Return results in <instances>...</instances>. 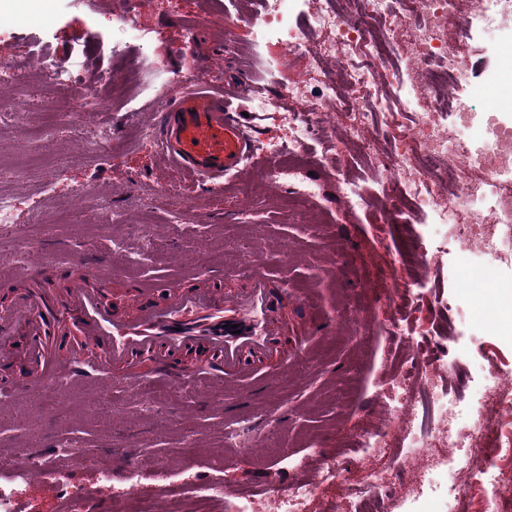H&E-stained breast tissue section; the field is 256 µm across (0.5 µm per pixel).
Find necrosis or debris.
I'll return each mask as SVG.
<instances>
[{
  "label": "necrosis or debris",
  "mask_w": 512,
  "mask_h": 512,
  "mask_svg": "<svg viewBox=\"0 0 512 512\" xmlns=\"http://www.w3.org/2000/svg\"><path fill=\"white\" fill-rule=\"evenodd\" d=\"M286 0H262L252 22L256 46L274 42L280 54L269 69L281 72L302 54L336 59L338 75L316 82L298 80L283 94L263 95L269 110L279 109L282 97L297 107L288 114L294 147L261 142L260 156L298 158L304 144L329 136L342 126L348 139L372 155L377 136L398 126L401 114L415 111L407 126L410 147L390 153L377 167L380 207L386 213L407 212L415 223L441 228L429 248L447 251L448 264L461 280V294L472 298L495 280L502 266L512 265V127L498 122V102L474 106L469 85L473 68L469 54L454 50L452 40L467 38L468 18L489 12L512 13V0H351L350 12L313 8V0H294L310 6V25L321 32L310 38L293 25ZM403 74L394 93H387L378 76L388 66ZM497 188L493 205L485 200ZM432 372L396 373L377 382L385 408V426L393 428L405 410L413 419L403 436L406 454L437 449L438 469L445 478L443 512H469L477 477L489 479L503 494L512 493V478L498 452L512 447V391L498 385L483 387L468 409L466 435L454 431L461 411L451 391H437L433 374L455 375L458 363L449 357L433 362ZM350 469L329 462L314 483L297 485L274 496L272 512H304L305 503L325 489L344 496Z\"/></svg>",
  "instance_id": "1"
}]
</instances>
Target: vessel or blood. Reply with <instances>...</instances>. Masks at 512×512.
<instances>
[{
  "label": "vessel or blood",
  "instance_id": "1",
  "mask_svg": "<svg viewBox=\"0 0 512 512\" xmlns=\"http://www.w3.org/2000/svg\"><path fill=\"white\" fill-rule=\"evenodd\" d=\"M254 90L242 74L223 90L197 87L167 100L155 114L159 157L185 177L213 187L247 170L261 175L279 170L281 158L256 159L253 135L237 110ZM27 276L35 292L0 314V362L15 359L11 338L16 331L29 336L27 355L41 364L40 372L22 383L31 395L60 377L84 381L108 368L128 367L151 351L156 354L152 370L130 371L129 386L153 378L178 388L202 379L208 388L219 389L249 379L254 363H287V334L300 343L326 329L312 323L290 330L283 290L260 266L247 288L173 283L168 297L143 288L121 307L112 302V276L104 265L82 267L59 298L40 282L38 266H31ZM187 350L195 352L198 363L171 366L170 357Z\"/></svg>",
  "mask_w": 512,
  "mask_h": 512
}]
</instances>
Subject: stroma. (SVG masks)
<instances>
[{
  "label": "stroma",
  "instance_id": "stroma-1",
  "mask_svg": "<svg viewBox=\"0 0 512 512\" xmlns=\"http://www.w3.org/2000/svg\"><path fill=\"white\" fill-rule=\"evenodd\" d=\"M258 9L259 0H50L35 11L27 0H0L8 20L0 25V60L13 64L0 73V156L10 159L26 149L45 161L39 169L1 174L0 196L13 201L15 234L34 239L55 293L66 288L76 258L111 261L118 292L164 280L187 288H243L260 263L286 288L289 314L332 328L308 342L297 364L259 373L220 394L158 381L135 390L109 378L86 386L60 378L34 397L0 390V403L11 406L0 413V454L22 467L21 449L55 448V464L67 478L62 488L81 486L87 512H126L130 495L159 499L153 480L159 460L175 470V489L162 498L165 512H193L184 486L214 477L246 494L263 483L306 482L325 461H358L362 432L384 423L383 407L371 400L373 386L410 366L417 343L435 353L456 337L463 355L451 385L464 400L496 378L512 391V345L484 335L467 308L454 305L458 285L447 256L432 258L434 284L414 305L389 306L371 288L377 272L365 265L367 253L396 233L426 238L439 227L409 224L401 215L383 222L373 205L376 164L346 144L342 129L329 140L309 141L298 166L278 174V191L269 192L257 175L240 191L189 188V217L174 221L164 190L181 180L161 163L153 143L139 136L151 126L155 97L184 91L177 75L194 74L218 89L237 73H249L258 92L239 109L253 137L283 145L291 140L285 114L294 101L283 99L278 112L259 105V92L279 83L266 70L277 47L253 45L251 19ZM122 13L135 16L137 36L115 24ZM459 49L478 54L480 65L470 79L480 96L490 95L488 77L500 62L492 34L473 24ZM49 54L70 57L79 82L93 87L95 99L86 110L67 109L72 86L47 73ZM132 69L138 72L133 94H113L111 80ZM105 71L111 80L102 79ZM49 112L55 115L50 130ZM104 127L114 145L107 153L94 149ZM314 161L353 180L361 202L351 223H342L340 207H327L336 194L327 179L305 201L303 213L286 217L288 193L308 186ZM100 196L114 216L111 227L101 230L94 210ZM131 224L142 225V236L129 234ZM387 318L405 327L404 341L385 336L380 323ZM234 431L256 448L255 458L232 462L225 436ZM127 452L138 457L141 479L135 489L119 484L111 499L101 498L98 471ZM292 458L302 460L300 469L289 468Z\"/></svg>",
  "mask_w": 512,
  "mask_h": 512
}]
</instances>
